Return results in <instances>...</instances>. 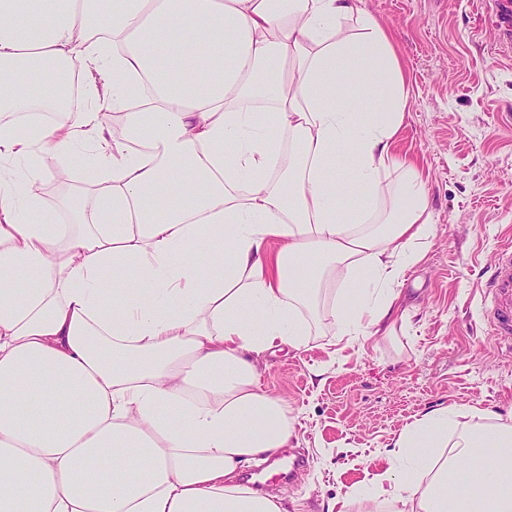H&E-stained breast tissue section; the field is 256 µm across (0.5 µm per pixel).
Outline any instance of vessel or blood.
<instances>
[{"mask_svg": "<svg viewBox=\"0 0 512 512\" xmlns=\"http://www.w3.org/2000/svg\"><path fill=\"white\" fill-rule=\"evenodd\" d=\"M502 28L501 40L512 42V0H487ZM487 306V326L490 335L512 345V244L500 246L493 273L481 287Z\"/></svg>", "mask_w": 512, "mask_h": 512, "instance_id": "b4317fda", "label": "vessel or blood"}]
</instances>
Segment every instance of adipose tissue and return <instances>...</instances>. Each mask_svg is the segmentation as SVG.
<instances>
[{"mask_svg": "<svg viewBox=\"0 0 512 512\" xmlns=\"http://www.w3.org/2000/svg\"><path fill=\"white\" fill-rule=\"evenodd\" d=\"M409 94L364 0H0V512H284L239 481L293 437L263 355L393 338L436 235ZM78 147L87 202L44 223L37 161ZM387 456L334 512H512V413Z\"/></svg>", "mask_w": 512, "mask_h": 512, "instance_id": "obj_1", "label": "adipose tissue"}]
</instances>
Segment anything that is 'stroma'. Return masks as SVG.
<instances>
[{"label":"stroma","instance_id":"stroma-1","mask_svg":"<svg viewBox=\"0 0 512 512\" xmlns=\"http://www.w3.org/2000/svg\"><path fill=\"white\" fill-rule=\"evenodd\" d=\"M388 26L411 89L397 149L429 182L436 237L408 272L395 340L335 341L324 319L307 348L267 354L260 385L295 427L304 467L272 491L288 512H325L381 467L415 416L446 406L512 412V351L488 336L478 293L512 237V51L485 0H365ZM84 153L42 161L43 220L85 195Z\"/></svg>","mask_w":512,"mask_h":512}]
</instances>
